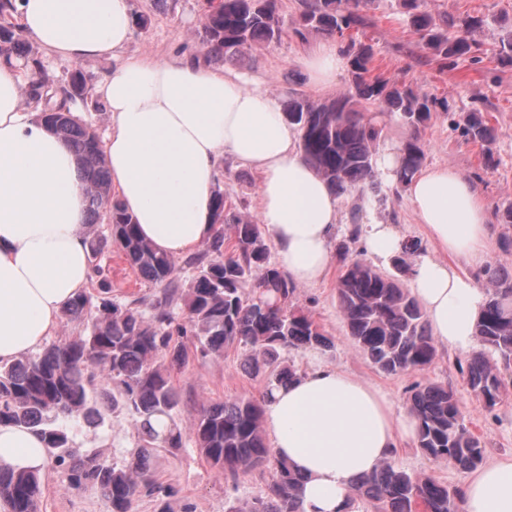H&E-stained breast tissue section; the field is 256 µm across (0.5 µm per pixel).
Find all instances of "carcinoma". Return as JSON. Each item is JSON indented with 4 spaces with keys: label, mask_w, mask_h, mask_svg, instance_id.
Instances as JSON below:
<instances>
[{
    "label": "carcinoma",
    "mask_w": 512,
    "mask_h": 512,
    "mask_svg": "<svg viewBox=\"0 0 512 512\" xmlns=\"http://www.w3.org/2000/svg\"><path fill=\"white\" fill-rule=\"evenodd\" d=\"M371 0H298L292 22L301 39L310 32L335 38L348 59V89L333 98L313 101L293 95L283 103V116L301 132L308 162L337 195L356 190L378 191L375 145L382 134L376 113L395 115L411 130L401 150L396 171L400 187L422 168L426 155L421 139L433 114L448 112V102L419 95L380 74H372L374 49L348 32L368 23L364 10ZM199 38L208 61L243 62L247 52L279 43L287 33L279 0H206ZM408 22L420 35L433 59L443 67L477 50L473 33L483 20L467 15L436 22L424 0H400ZM0 0V52L21 62L27 98L41 106L42 119L70 142L87 185L88 244L95 291L83 290L63 310L80 334L0 364V425H24L41 436L46 453L67 472L69 486H97L112 504V512H132L143 486L159 500L174 494L170 486L150 481L154 450L168 452L183 446L174 423L181 397L171 382V370L184 364L183 339L191 337L201 358L224 355V349L243 345L251 349L248 369L264 377L261 398H236L203 404L192 428L197 448L215 468L232 478L261 467L274 472L270 493L246 504H231L227 512H303L301 480L268 447L263 406L280 385L297 377L295 369L279 362L284 348H329L331 340L302 309L292 305L297 286L270 263L260 226L235 211L221 186L213 195L214 234L203 253L189 259L196 273L187 289L174 276L176 261L138 235L133 218L112 198L103 145L97 130L71 115L69 104L88 101L82 72L63 80L46 74L37 52ZM452 126L461 136L486 145L495 138L481 112L459 114ZM355 222L337 254L341 275L336 294L349 336L357 350L387 374L421 371L437 356L435 339L416 297L395 276L366 260L350 255L359 240ZM231 228L224 236V226ZM117 246L145 281L160 289L162 301L150 321L138 300L112 299V282L97 262ZM420 249L415 239L403 243L394 259L407 269L406 256ZM485 303L475 328L480 351L467 361L466 386L486 408L507 395L501 369L512 366V272L487 267ZM181 304L182 318L167 306ZM122 404L139 425L141 444L121 467L95 454L82 457L70 451L63 422L82 419L102 424L106 405ZM409 410L417 421V446L433 461L444 460L469 471L482 464L486 448L462 417L453 388L418 384L409 396ZM41 494L38 471H16L0 465V502L7 512H37ZM354 497L367 501L375 512H459V490L431 476H418L387 462L355 488Z\"/></svg>",
    "instance_id": "cac0c4a2"
}]
</instances>
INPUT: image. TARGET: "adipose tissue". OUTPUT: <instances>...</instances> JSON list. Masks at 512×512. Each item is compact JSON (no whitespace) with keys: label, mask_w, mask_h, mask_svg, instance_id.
Listing matches in <instances>:
<instances>
[{"label":"adipose tissue","mask_w":512,"mask_h":512,"mask_svg":"<svg viewBox=\"0 0 512 512\" xmlns=\"http://www.w3.org/2000/svg\"><path fill=\"white\" fill-rule=\"evenodd\" d=\"M9 11L46 57L111 60L94 89L110 116L102 144L112 188L147 242L174 256L211 239V199L228 154L260 174V219L289 278L310 285L326 275L340 202L304 159L278 98L200 56L127 53L130 0H10ZM299 64L328 86L346 60L328 38ZM407 196L442 254L414 264L410 291L436 340L471 352L484 294L451 262L489 251L488 207L448 165L418 174ZM86 222L72 148L26 105L17 62L0 58V362L37 347L87 287ZM264 423L276 455L304 478V512H351L353 483L391 460L400 437L416 434L412 416L395 414L375 387L329 365L275 389ZM44 462L34 431L0 426V464L39 470ZM460 495L462 512H512V454L475 469Z\"/></svg>","instance_id":"ef3b65f1"}]
</instances>
